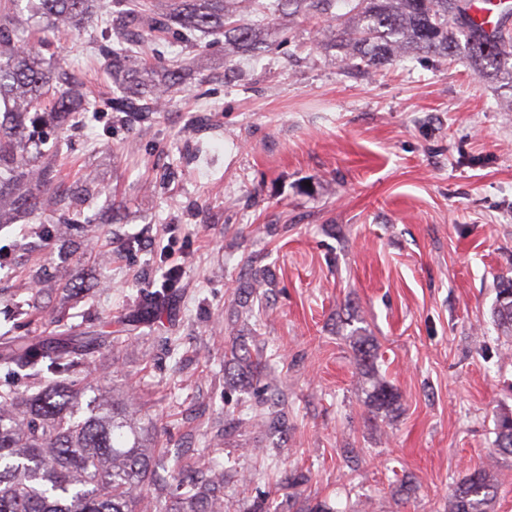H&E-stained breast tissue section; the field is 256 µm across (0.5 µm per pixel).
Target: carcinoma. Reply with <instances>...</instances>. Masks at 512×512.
I'll return each instance as SVG.
<instances>
[{"instance_id":"cac0c4a2","label":"carcinoma","mask_w":512,"mask_h":512,"mask_svg":"<svg viewBox=\"0 0 512 512\" xmlns=\"http://www.w3.org/2000/svg\"><path fill=\"white\" fill-rule=\"evenodd\" d=\"M19 2L0 0V208L36 219L52 210L80 215L98 194L86 177L63 185L50 161L31 148L44 140L50 123L84 127L101 111L162 112L180 81V69H165L152 93L139 90L134 46L154 32L193 40L198 32L233 34L234 48L259 49L255 29L237 20L236 0H170L169 11L153 14L151 0H112L98 46L116 91L92 100L66 65L43 50L62 36H78L99 14L97 0H36L27 32L18 25ZM333 0H272L264 9L283 16L317 11ZM350 15L342 37L351 60L378 66L405 52L450 57L464 45L474 69L499 71L512 61V31H488L473 23L467 0H340ZM492 315L512 335V279L500 283ZM107 338L1 336L0 368L36 384L30 395L0 386V512H224L219 497L234 467L218 468L189 459L180 466L134 417L129 401L100 398L82 407L81 375L91 372ZM233 360L255 376L264 348ZM372 402L389 409L398 395L384 379H370ZM512 457V411L496 419L492 459ZM493 463L466 473L449 512H492L498 485ZM169 472L164 477L159 471Z\"/></svg>"}]
</instances>
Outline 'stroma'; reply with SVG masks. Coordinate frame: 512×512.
<instances>
[{
	"instance_id": "1",
	"label": "stroma",
	"mask_w": 512,
	"mask_h": 512,
	"mask_svg": "<svg viewBox=\"0 0 512 512\" xmlns=\"http://www.w3.org/2000/svg\"><path fill=\"white\" fill-rule=\"evenodd\" d=\"M343 12L242 10L258 57L220 33L158 36L182 65L165 111L49 129L61 176L92 175L100 195L47 240L20 217L0 227V334L110 327L118 359L97 361L86 400L129 392L160 447L195 459L246 470L270 449L276 475L307 477L296 512H448L512 410V342L492 321L512 277V70L479 76L462 51L363 72L336 44ZM61 56L109 96L93 34ZM258 270L268 283L242 312ZM147 289L165 295L151 305ZM229 337L263 343L262 375L225 384ZM373 375L396 411L372 407ZM266 392L286 431L225 434Z\"/></svg>"
}]
</instances>
